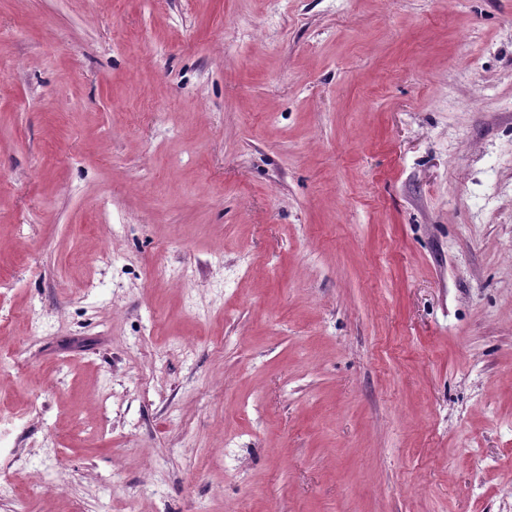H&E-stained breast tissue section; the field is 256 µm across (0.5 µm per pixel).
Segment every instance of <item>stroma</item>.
I'll list each match as a JSON object with an SVG mask.
<instances>
[{
    "label": "stroma",
    "mask_w": 512,
    "mask_h": 512,
    "mask_svg": "<svg viewBox=\"0 0 512 512\" xmlns=\"http://www.w3.org/2000/svg\"><path fill=\"white\" fill-rule=\"evenodd\" d=\"M0 512H512V0H0Z\"/></svg>",
    "instance_id": "stroma-1"
}]
</instances>
